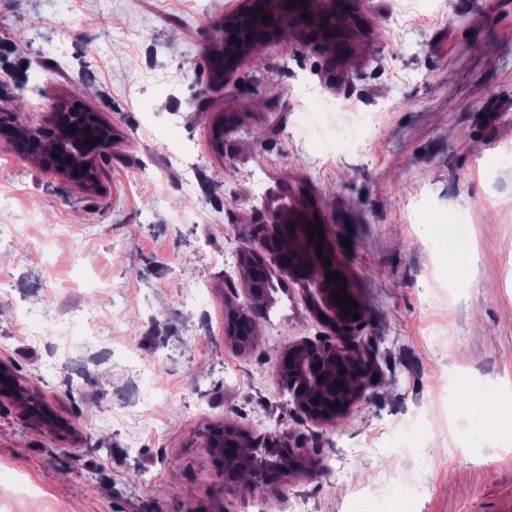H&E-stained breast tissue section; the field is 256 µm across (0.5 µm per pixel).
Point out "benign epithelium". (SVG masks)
<instances>
[{"label":"benign epithelium","instance_id":"7a95c632","mask_svg":"<svg viewBox=\"0 0 512 512\" xmlns=\"http://www.w3.org/2000/svg\"><path fill=\"white\" fill-rule=\"evenodd\" d=\"M284 0H263L258 11L255 8L242 10L224 20V42L215 46L214 54L224 57V45L241 41L240 23L250 17L271 15L267 21L272 37L283 34L286 22L280 19L275 5ZM309 18L293 16V20L307 38V45L327 56L331 64L338 62L336 43L323 37V30L329 29L339 39H349L355 25H365L360 13L359 0H354L351 13H330L323 0H308ZM50 118L45 125L30 126L26 123L0 122V135H8L16 150L38 169L55 174L77 189L87 193L100 190L99 162L112 148V125L95 117L90 123L82 124L72 118L73 109L67 100H56L49 104ZM76 127L69 133L70 127ZM100 142H94V139ZM93 140V144L86 140ZM318 210L309 204L294 206L288 203V195L272 194L263 209L256 212V223L262 231L253 232L243 243L240 253L249 261L262 259L272 248V240L282 229L283 217L292 218L296 236L307 231V223H321L314 218ZM325 260L318 258L316 248H308L284 264L283 272L289 278L299 281L305 288L307 301L319 320L325 321L333 335L296 344L277 357V370L282 390L288 393L299 418L315 424H323L345 415L361 398L372 380V368L366 359L356 335L358 320L352 314H363L358 308L350 315L341 316L342 307L335 303L333 292L344 289L352 295L348 278L338 282L326 277L328 269ZM344 388H338V384ZM0 397H10L22 404L30 418L38 422H52V409L41 400L26 393L15 375L11 364L0 361ZM246 439L243 448L244 461L232 467L250 474V486L260 489L269 484L266 472L288 476L306 467L309 449L305 439L293 433L263 434L249 436L232 424H224L210 430L208 435L210 451L224 460V449L234 441Z\"/></svg>","mask_w":512,"mask_h":512}]
</instances>
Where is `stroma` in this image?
I'll return each mask as SVG.
<instances>
[{
    "instance_id": "stroma-1",
    "label": "stroma",
    "mask_w": 512,
    "mask_h": 512,
    "mask_svg": "<svg viewBox=\"0 0 512 512\" xmlns=\"http://www.w3.org/2000/svg\"><path fill=\"white\" fill-rule=\"evenodd\" d=\"M245 0H0V113L79 102L116 140L98 193L0 137V360L69 430L0 403V512H254L207 446L231 423L303 434L318 460L267 512H512V396L473 443L448 388L512 386V0H361L341 80L301 34L216 76ZM469 17L467 29L451 20ZM467 40L481 53L459 58ZM194 47L186 56V47ZM224 126V137L215 129ZM319 208L364 309L378 380L341 424L301 421L277 356L329 329L286 281L254 347L226 288L273 192ZM474 272L448 287L449 227Z\"/></svg>"
}]
</instances>
